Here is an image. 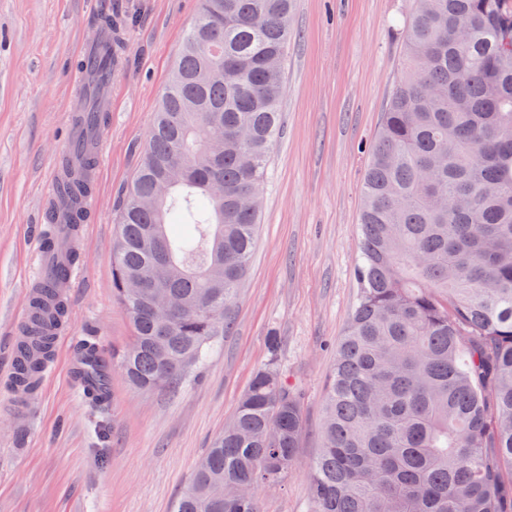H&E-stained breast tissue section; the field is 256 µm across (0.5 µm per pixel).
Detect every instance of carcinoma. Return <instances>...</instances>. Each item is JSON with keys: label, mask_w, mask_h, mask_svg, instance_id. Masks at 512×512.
<instances>
[{"label": "carcinoma", "mask_w": 512, "mask_h": 512, "mask_svg": "<svg viewBox=\"0 0 512 512\" xmlns=\"http://www.w3.org/2000/svg\"><path fill=\"white\" fill-rule=\"evenodd\" d=\"M406 57L362 182L359 291L326 388L310 512H508L512 506V0H416ZM291 0H199L122 195L112 294L132 336L110 362L176 390L230 329L280 130ZM95 97L80 109L106 122ZM89 158L65 197L85 223ZM155 270L169 324L128 283ZM27 338L32 394L50 356ZM278 343L174 512H260L305 422Z\"/></svg>", "instance_id": "cac0c4a2"}]
</instances>
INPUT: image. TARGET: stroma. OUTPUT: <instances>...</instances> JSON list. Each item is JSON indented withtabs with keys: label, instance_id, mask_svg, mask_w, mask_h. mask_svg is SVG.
I'll return each mask as SVG.
<instances>
[{
	"label": "stroma",
	"instance_id": "1",
	"mask_svg": "<svg viewBox=\"0 0 512 512\" xmlns=\"http://www.w3.org/2000/svg\"><path fill=\"white\" fill-rule=\"evenodd\" d=\"M121 62L93 181L95 208L68 299L72 337L125 345L127 314L112 295L120 195L132 182L160 96L198 0H120ZM100 0H0V512H172L200 458L234 415L255 372L277 357L299 394L297 460L261 488L263 512H309L308 464L321 447L324 393L356 301L361 184L405 60L402 27L414 0H294L281 103L249 272L234 327L201 376L179 391H138L112 372V401L94 406L67 376L37 389L33 423L13 410L6 376L16 321L77 94L80 47ZM278 340L270 353L269 336Z\"/></svg>",
	"mask_w": 512,
	"mask_h": 512
}]
</instances>
